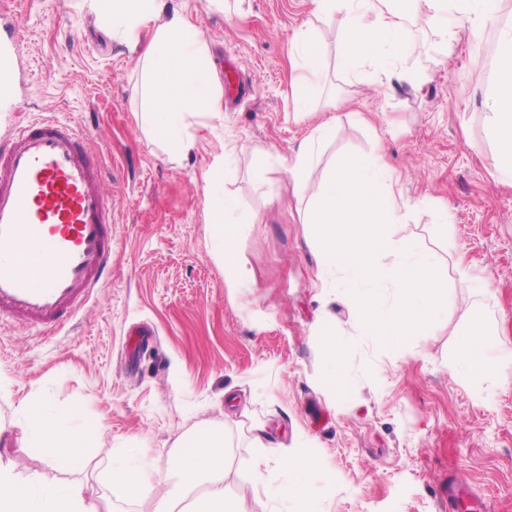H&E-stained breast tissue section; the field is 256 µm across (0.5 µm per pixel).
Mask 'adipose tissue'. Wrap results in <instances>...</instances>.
Wrapping results in <instances>:
<instances>
[{"label": "adipose tissue", "instance_id": "adipose-tissue-1", "mask_svg": "<svg viewBox=\"0 0 512 512\" xmlns=\"http://www.w3.org/2000/svg\"><path fill=\"white\" fill-rule=\"evenodd\" d=\"M317 14L344 30L347 43L341 65L349 71L371 66L375 81L384 84L395 75V63L408 49L406 30L420 8L447 14L442 42L452 46L458 32L453 24L494 17L499 0H313ZM112 34L137 51L136 66L142 76L138 92L141 120L161 131L176 151L193 146L186 134L187 117L222 110L220 81L213 69L203 34L180 11H166L165 0H89ZM153 27L149 43H141L143 28ZM496 55L499 74L493 87L496 108L491 117L503 175L512 178V27L498 36ZM298 71L295 104L306 111L318 95L324 75L323 50L305 32L293 46ZM30 446L62 471L82 468L87 448L95 437L73 417L46 415L40 406L31 408ZM225 437L208 430L179 445L175 483L156 502L153 512H174L176 501L200 492V512H246L241 500L229 497L224 488ZM110 481L123 498L149 496L153 482L147 464L130 449H123L110 472ZM0 512H99L88 502L82 486L64 484L39 490L20 485L13 474L0 468Z\"/></svg>", "mask_w": 512, "mask_h": 512}]
</instances>
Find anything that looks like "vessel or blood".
Instances as JSON below:
<instances>
[{"label": "vessel or blood", "mask_w": 512, "mask_h": 512, "mask_svg": "<svg viewBox=\"0 0 512 512\" xmlns=\"http://www.w3.org/2000/svg\"><path fill=\"white\" fill-rule=\"evenodd\" d=\"M11 32L0 44V101L17 96ZM77 126L48 116L0 141V319L45 333L64 329L111 275L112 202ZM448 512H484L469 487L449 481Z\"/></svg>", "instance_id": "vessel-or-blood-1"}]
</instances>
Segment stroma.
Listing matches in <instances>:
<instances>
[{
  "instance_id": "stroma-1",
  "label": "stroma",
  "mask_w": 512,
  "mask_h": 512,
  "mask_svg": "<svg viewBox=\"0 0 512 512\" xmlns=\"http://www.w3.org/2000/svg\"><path fill=\"white\" fill-rule=\"evenodd\" d=\"M166 4L200 29L217 72L234 65L250 85L223 112L189 118L195 146L177 156L139 122L133 55L85 0H0V32H22L19 95L0 105V138L44 116L79 126L112 200V276L66 329L44 335L0 320V465L23 483L92 486L112 512H152L153 498L113 493L116 451L136 446L170 474L178 440L220 428L224 487L247 512H443L452 469L488 512H512V181L490 122L493 48L512 25V0L478 31L463 29L448 56L428 11L418 12L396 63L404 77L389 86L369 69L338 67L346 36L314 16L312 0ZM310 25L326 81L300 112L290 59ZM331 121L334 136L294 187L282 160ZM346 155L383 156L406 204L398 236L448 270L434 320L394 348L360 335L347 278L322 265L306 222ZM228 195L257 217L230 244L250 274L238 288L214 239ZM477 326L494 369L464 379L450 365ZM327 329L343 346L338 382L328 377ZM34 401L95 431L86 469L56 470L30 448ZM254 420L272 426L263 486L250 480ZM284 446L316 465L277 504L273 492L289 481Z\"/></svg>"
}]
</instances>
